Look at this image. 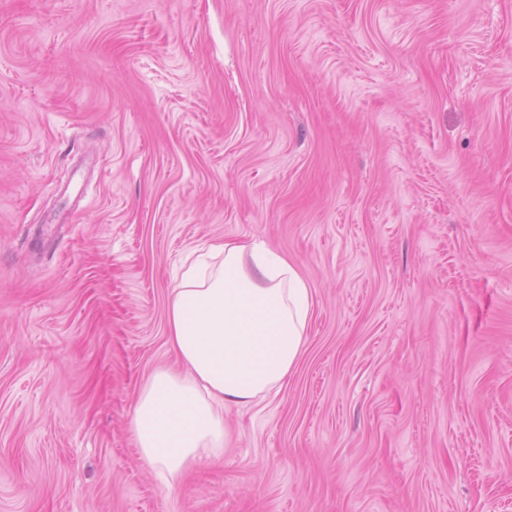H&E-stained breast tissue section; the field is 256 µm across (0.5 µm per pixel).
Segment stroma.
I'll return each mask as SVG.
<instances>
[{"label":"stroma","instance_id":"35a3bbf8","mask_svg":"<svg viewBox=\"0 0 512 512\" xmlns=\"http://www.w3.org/2000/svg\"><path fill=\"white\" fill-rule=\"evenodd\" d=\"M314 297L167 491L185 258ZM0 512H512V0H0Z\"/></svg>","mask_w":512,"mask_h":512}]
</instances>
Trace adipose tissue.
Returning <instances> with one entry per match:
<instances>
[{
	"mask_svg": "<svg viewBox=\"0 0 512 512\" xmlns=\"http://www.w3.org/2000/svg\"><path fill=\"white\" fill-rule=\"evenodd\" d=\"M313 296L296 268L261 244H211L172 290L169 343L184 373L157 370L131 418L141 458L166 489L220 460L224 408L282 386L304 346Z\"/></svg>",
	"mask_w": 512,
	"mask_h": 512,
	"instance_id": "1",
	"label": "adipose tissue"
}]
</instances>
